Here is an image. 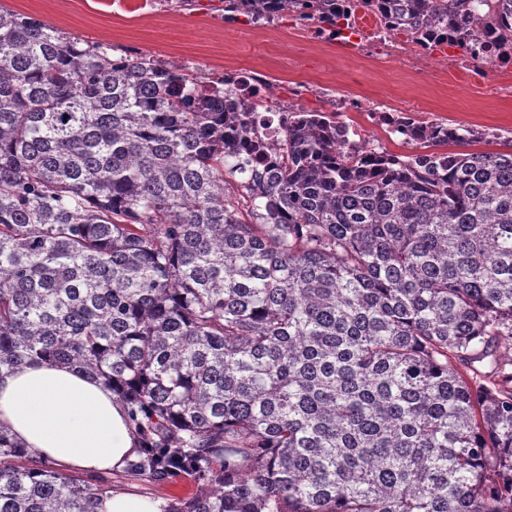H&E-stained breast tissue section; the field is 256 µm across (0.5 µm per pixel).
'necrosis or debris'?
Wrapping results in <instances>:
<instances>
[{"label":"necrosis or debris","mask_w":512,"mask_h":512,"mask_svg":"<svg viewBox=\"0 0 512 512\" xmlns=\"http://www.w3.org/2000/svg\"><path fill=\"white\" fill-rule=\"evenodd\" d=\"M336 12L332 25L320 22L317 10L305 5L297 8L295 17L311 40L376 58L396 56L415 68L452 65L496 90H512V43L502 40L494 28L472 30L443 20L416 31L387 16L380 0H336ZM222 77L246 110L247 130L236 137L235 148L269 175L284 166L288 128L308 117L304 101L310 94L321 102L319 114L328 122L327 134L337 152L364 161L399 164L421 154L424 145L446 143L452 135L447 122L426 120L411 107L389 109L362 97L337 98L323 86L302 81L282 96L275 94L266 74L237 67L225 68ZM349 112L357 113L358 121H345ZM375 130L384 132L385 140L372 138ZM390 140L401 144L402 152L390 151Z\"/></svg>","instance_id":"obj_1"}]
</instances>
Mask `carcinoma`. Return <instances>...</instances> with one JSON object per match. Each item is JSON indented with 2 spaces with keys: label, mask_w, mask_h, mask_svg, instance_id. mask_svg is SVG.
I'll return each mask as SVG.
<instances>
[{
  "label": "carcinoma",
  "mask_w": 512,
  "mask_h": 512,
  "mask_svg": "<svg viewBox=\"0 0 512 512\" xmlns=\"http://www.w3.org/2000/svg\"><path fill=\"white\" fill-rule=\"evenodd\" d=\"M385 2L418 29L477 0ZM232 96L0 8V376L105 379L127 473L201 486L165 512H512V372L472 367L512 341V152L372 169L313 118L235 193ZM104 482L0 426V512Z\"/></svg>",
  "instance_id": "1"
}]
</instances>
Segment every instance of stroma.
I'll list each match as a JSON object with an SVG mask.
<instances>
[{
	"label": "stroma",
	"mask_w": 512,
	"mask_h": 512,
	"mask_svg": "<svg viewBox=\"0 0 512 512\" xmlns=\"http://www.w3.org/2000/svg\"><path fill=\"white\" fill-rule=\"evenodd\" d=\"M0 6L118 52L176 61L202 77L227 64L261 68L282 93L290 81L317 80L339 97L356 92L385 106L413 104L428 118L452 126L497 130V138L479 144V151L512 150V96L473 87L453 70L416 69L396 59L370 61L331 45L310 44L292 22L267 30L228 23L222 0H193L188 6L176 0H0ZM108 479L112 489L170 506L199 491L189 475L156 482L116 471Z\"/></svg>",
	"instance_id": "1"
}]
</instances>
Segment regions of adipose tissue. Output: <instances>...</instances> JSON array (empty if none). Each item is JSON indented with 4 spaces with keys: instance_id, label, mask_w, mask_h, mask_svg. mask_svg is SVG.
I'll return each mask as SVG.
<instances>
[{
    "instance_id": "obj_1",
    "label": "adipose tissue",
    "mask_w": 512,
    "mask_h": 512,
    "mask_svg": "<svg viewBox=\"0 0 512 512\" xmlns=\"http://www.w3.org/2000/svg\"><path fill=\"white\" fill-rule=\"evenodd\" d=\"M0 425L51 466L100 475L137 453L122 403L76 370L39 364L0 376Z\"/></svg>"
}]
</instances>
